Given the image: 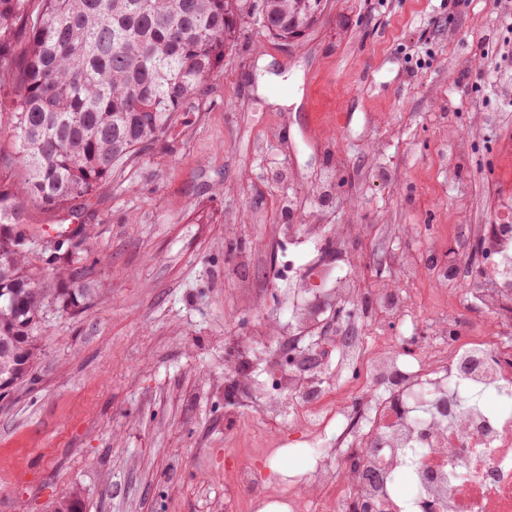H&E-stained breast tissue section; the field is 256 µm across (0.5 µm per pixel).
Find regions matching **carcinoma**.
<instances>
[{
  "label": "carcinoma",
  "mask_w": 512,
  "mask_h": 512,
  "mask_svg": "<svg viewBox=\"0 0 512 512\" xmlns=\"http://www.w3.org/2000/svg\"><path fill=\"white\" fill-rule=\"evenodd\" d=\"M247 0H0V80L17 72L8 168L0 180V381H34L50 308L77 313L94 296L77 227L55 241L30 232L24 202L47 210L87 201L112 171L158 140L224 64ZM259 20L283 43L302 39L325 0H259ZM24 45L22 60L14 55ZM54 512H83L69 494Z\"/></svg>",
  "instance_id": "1"
}]
</instances>
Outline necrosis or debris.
<instances>
[{
  "mask_svg": "<svg viewBox=\"0 0 512 512\" xmlns=\"http://www.w3.org/2000/svg\"><path fill=\"white\" fill-rule=\"evenodd\" d=\"M466 230L482 241L484 261L474 310L459 314L447 285L464 265L447 258L444 232L427 237L426 266L397 253V274L369 288L357 275L368 225H313V238L344 265L323 272L319 294L297 297L287 325L267 324L264 333L304 337L323 322L326 305L351 309L329 342L352 389L337 396L335 377L287 366L278 354L259 388L230 358L225 374H236L245 394H261L260 416L291 412L288 442L302 448L304 466L299 489L286 491L257 463L226 458L234 496L224 512L283 497L289 512H512V224ZM424 273L436 287L426 315L413 295ZM416 322L425 335L400 334Z\"/></svg>",
  "mask_w": 512,
  "mask_h": 512,
  "instance_id": "1",
  "label": "necrosis or debris"
}]
</instances>
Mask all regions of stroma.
I'll use <instances>...</instances> for the list:
<instances>
[{
  "label": "stroma",
  "instance_id": "stroma-1",
  "mask_svg": "<svg viewBox=\"0 0 512 512\" xmlns=\"http://www.w3.org/2000/svg\"><path fill=\"white\" fill-rule=\"evenodd\" d=\"M510 85L512 0H327L288 45L246 15L204 94L89 203L26 204L30 225H84L96 296L49 310L34 383L0 398V512L74 490L86 512H224L225 454L270 437L255 413L224 420L227 337H252L258 366L278 346L260 335L310 283V224L447 225L468 300L482 257L463 227L512 199ZM248 279L278 304L244 312Z\"/></svg>",
  "mask_w": 512,
  "mask_h": 512
}]
</instances>
